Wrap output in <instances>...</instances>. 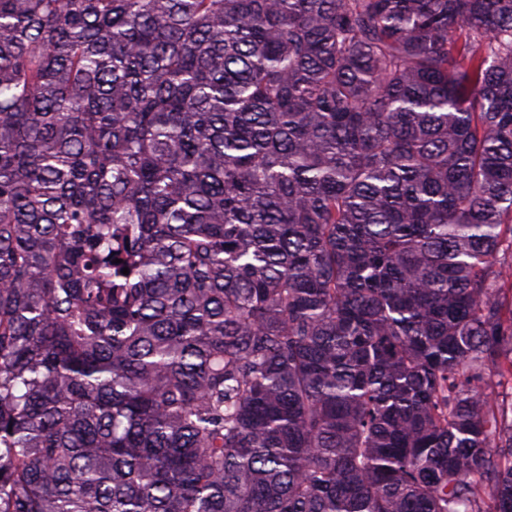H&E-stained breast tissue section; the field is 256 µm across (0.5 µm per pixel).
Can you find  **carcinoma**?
Returning a JSON list of instances; mask_svg holds the SVG:
<instances>
[{
  "label": "carcinoma",
  "instance_id": "obj_1",
  "mask_svg": "<svg viewBox=\"0 0 512 512\" xmlns=\"http://www.w3.org/2000/svg\"><path fill=\"white\" fill-rule=\"evenodd\" d=\"M509 384L512 0H0V512H512Z\"/></svg>",
  "mask_w": 512,
  "mask_h": 512
}]
</instances>
